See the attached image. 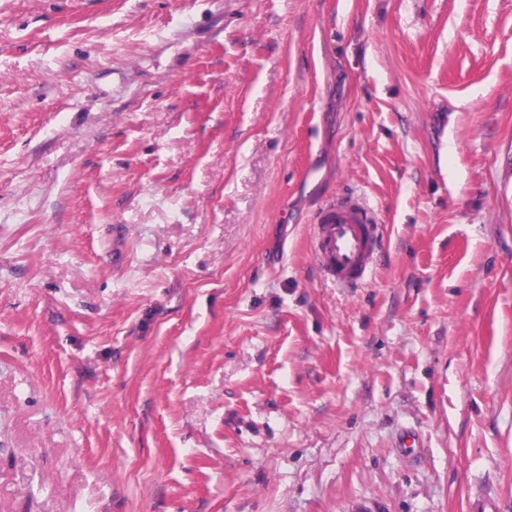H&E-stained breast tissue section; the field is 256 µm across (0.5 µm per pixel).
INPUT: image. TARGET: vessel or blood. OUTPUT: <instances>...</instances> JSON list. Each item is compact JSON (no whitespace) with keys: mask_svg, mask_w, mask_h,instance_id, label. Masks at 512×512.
Masks as SVG:
<instances>
[{"mask_svg":"<svg viewBox=\"0 0 512 512\" xmlns=\"http://www.w3.org/2000/svg\"><path fill=\"white\" fill-rule=\"evenodd\" d=\"M379 226L358 199L343 197L321 209L314 249L322 271L340 285L361 280L376 251Z\"/></svg>","mask_w":512,"mask_h":512,"instance_id":"obj_1","label":"vessel or blood"}]
</instances>
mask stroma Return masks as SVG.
Instances as JSON below:
<instances>
[{
  "label": "stroma",
  "mask_w": 512,
  "mask_h": 512,
  "mask_svg": "<svg viewBox=\"0 0 512 512\" xmlns=\"http://www.w3.org/2000/svg\"><path fill=\"white\" fill-rule=\"evenodd\" d=\"M0 512H512V0H0ZM379 226L358 199L342 197L327 204L314 224V249L322 271L348 286L361 280L376 251Z\"/></svg>",
  "instance_id": "35a3bbf8"
}]
</instances>
